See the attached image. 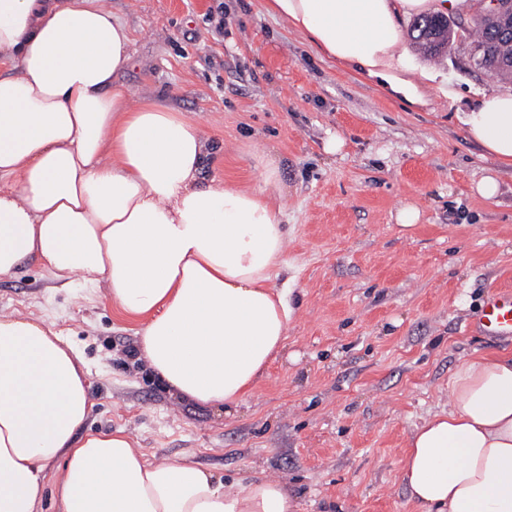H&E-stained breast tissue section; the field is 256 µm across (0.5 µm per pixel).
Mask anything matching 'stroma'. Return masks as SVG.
<instances>
[{
	"instance_id": "35a3bbf8",
	"label": "stroma",
	"mask_w": 512,
	"mask_h": 512,
	"mask_svg": "<svg viewBox=\"0 0 512 512\" xmlns=\"http://www.w3.org/2000/svg\"><path fill=\"white\" fill-rule=\"evenodd\" d=\"M224 4V30L206 16ZM130 31L119 79L133 102L186 112L212 143L207 178L252 188L255 158L288 185L287 264L274 278L296 310L284 349L237 409L172 394L103 290L62 287L33 262L0 278V312L44 319L84 359L86 426L125 429L149 460L181 457L230 480L284 481L297 512H417L401 482L416 425L448 403L461 357L512 354L471 333L495 288L512 290V168L469 139L459 115L502 82L475 67L465 26L443 59L413 70L412 104L319 57L265 0H106ZM460 97L450 101L447 88ZM341 140L339 150H329ZM490 176L497 195L475 184ZM420 216L401 232L403 205Z\"/></svg>"
}]
</instances>
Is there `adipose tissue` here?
Returning a JSON list of instances; mask_svg holds the SVG:
<instances>
[{
    "label": "adipose tissue",
    "mask_w": 512,
    "mask_h": 512,
    "mask_svg": "<svg viewBox=\"0 0 512 512\" xmlns=\"http://www.w3.org/2000/svg\"><path fill=\"white\" fill-rule=\"evenodd\" d=\"M466 0H268L317 51L410 102L399 21ZM131 37L103 0H0V277L38 261L81 277L139 323L174 394L235 406L285 346L294 315L270 282L284 262L288 194L205 183L208 138L118 75ZM468 137L512 167V90L483 93ZM446 410L412 432L402 483L419 512H512V355L462 358ZM84 361L43 320L0 313V512H40L56 464L58 512H295L286 485L225 481L187 459L148 461L121 429L85 430Z\"/></svg>",
    "instance_id": "ef3b65f1"
}]
</instances>
